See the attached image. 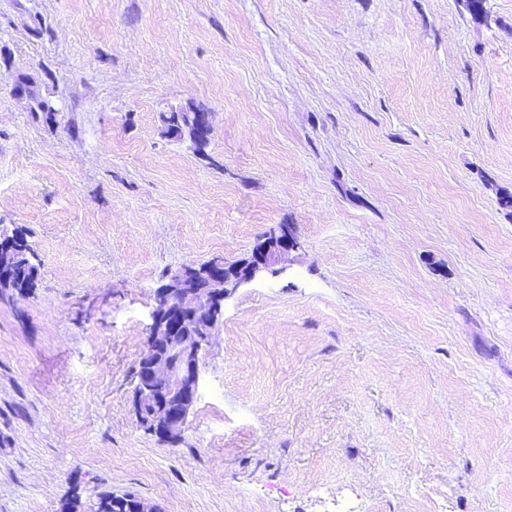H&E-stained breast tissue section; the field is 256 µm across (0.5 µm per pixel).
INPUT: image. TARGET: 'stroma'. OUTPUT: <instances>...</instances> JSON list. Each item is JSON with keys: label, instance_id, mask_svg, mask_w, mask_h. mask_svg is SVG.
Here are the masks:
<instances>
[{"label": "stroma", "instance_id": "obj_1", "mask_svg": "<svg viewBox=\"0 0 512 512\" xmlns=\"http://www.w3.org/2000/svg\"><path fill=\"white\" fill-rule=\"evenodd\" d=\"M484 11L0 0V225L41 259L0 288V512H512V0ZM280 224L299 247L225 302L182 438L147 433L163 274ZM181 112L184 113V127L174 134L175 136L181 137L184 133H187L191 139L200 140L208 138L211 133V126L208 114L201 111H174L163 113L161 119L165 125L172 128L175 127L180 121ZM12 242L20 258L14 269L0 270V276L14 280L18 290L29 295L37 286L40 258L30 245L27 239V232L24 229L14 228Z\"/></svg>", "mask_w": 512, "mask_h": 512}]
</instances>
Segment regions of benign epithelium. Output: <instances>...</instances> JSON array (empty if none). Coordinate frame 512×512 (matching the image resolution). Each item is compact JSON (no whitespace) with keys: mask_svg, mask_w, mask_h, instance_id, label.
Listing matches in <instances>:
<instances>
[{"mask_svg":"<svg viewBox=\"0 0 512 512\" xmlns=\"http://www.w3.org/2000/svg\"><path fill=\"white\" fill-rule=\"evenodd\" d=\"M193 140L209 137L208 114L184 113V127L177 136ZM299 247L295 228L271 232L259 249L234 267L220 260L224 273L209 270L210 287L194 286L197 269L184 266L166 285L156 289L148 336L141 356L146 370L137 377L132 396L133 411L141 428L170 439L181 437L198 393L200 355L214 335L223 315L224 303L238 289L267 274L283 272L279 265Z\"/></svg>","mask_w":512,"mask_h":512,"instance_id":"obj_1","label":"benign epithelium"}]
</instances>
